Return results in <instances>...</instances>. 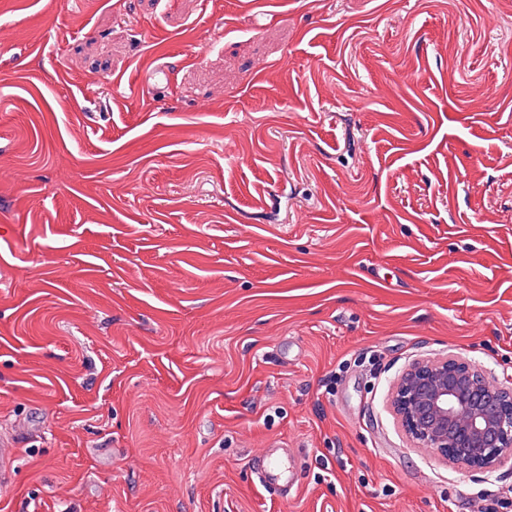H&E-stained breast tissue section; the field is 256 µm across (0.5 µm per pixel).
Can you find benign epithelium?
Segmentation results:
<instances>
[{
  "instance_id": "benign-epithelium-1",
  "label": "benign epithelium",
  "mask_w": 512,
  "mask_h": 512,
  "mask_svg": "<svg viewBox=\"0 0 512 512\" xmlns=\"http://www.w3.org/2000/svg\"><path fill=\"white\" fill-rule=\"evenodd\" d=\"M391 406L406 434L451 465L489 471L512 462V387L460 357L413 363Z\"/></svg>"
}]
</instances>
